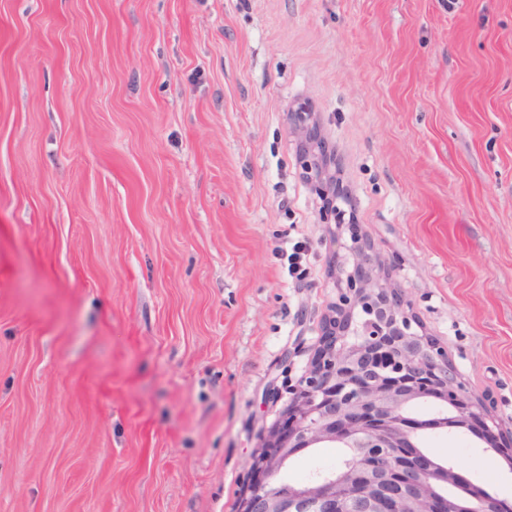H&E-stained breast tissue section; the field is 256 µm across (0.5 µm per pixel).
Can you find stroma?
Returning a JSON list of instances; mask_svg holds the SVG:
<instances>
[{
  "label": "stroma",
  "instance_id": "1",
  "mask_svg": "<svg viewBox=\"0 0 512 512\" xmlns=\"http://www.w3.org/2000/svg\"><path fill=\"white\" fill-rule=\"evenodd\" d=\"M302 107L512 432V0H0V512H242L349 238ZM431 449L512 502L485 442ZM295 128L303 134L300 142V158L303 172L306 178L313 184L317 191L327 188L321 157L314 150V120L313 113L299 108L297 112H291Z\"/></svg>",
  "mask_w": 512,
  "mask_h": 512
}]
</instances>
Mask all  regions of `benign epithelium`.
<instances>
[{"mask_svg": "<svg viewBox=\"0 0 512 512\" xmlns=\"http://www.w3.org/2000/svg\"><path fill=\"white\" fill-rule=\"evenodd\" d=\"M303 134L300 158L314 188H327L321 157L314 150L313 113H291ZM336 227L351 228L337 261L338 300L325 320L314 361L293 393L286 420L270 431L266 455L254 465L244 512H402L412 502L420 512H448L433 496L438 474L410 451L419 424L406 408L418 399L449 404L450 427L484 432L496 446L498 423L458 379L448 357L417 329L409 303L388 284V264L364 240L345 211H334ZM325 443L356 451L348 480L341 472L305 486L279 482L288 458ZM391 448L378 459L368 448ZM470 512H499L490 497L470 495Z\"/></svg>", "mask_w": 512, "mask_h": 512, "instance_id": "obj_1", "label": "benign epithelium"}]
</instances>
